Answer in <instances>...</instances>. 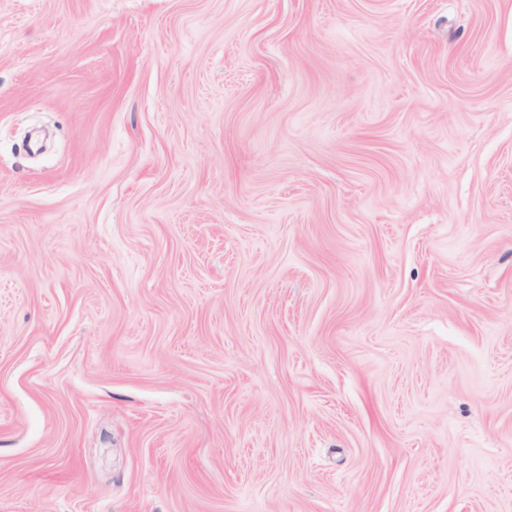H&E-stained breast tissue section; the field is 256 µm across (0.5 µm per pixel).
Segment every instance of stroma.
I'll return each mask as SVG.
<instances>
[{
  "label": "stroma",
  "instance_id": "1",
  "mask_svg": "<svg viewBox=\"0 0 512 512\" xmlns=\"http://www.w3.org/2000/svg\"><path fill=\"white\" fill-rule=\"evenodd\" d=\"M0 512H512V0H0Z\"/></svg>",
  "mask_w": 512,
  "mask_h": 512
}]
</instances>
